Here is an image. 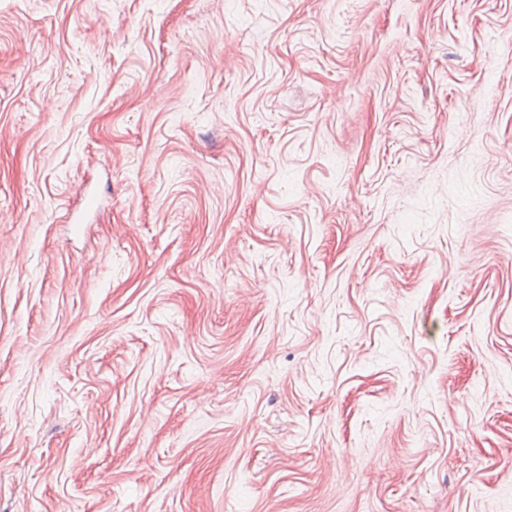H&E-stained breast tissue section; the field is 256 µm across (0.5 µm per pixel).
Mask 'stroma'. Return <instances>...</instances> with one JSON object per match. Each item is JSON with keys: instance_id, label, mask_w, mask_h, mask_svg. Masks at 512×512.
<instances>
[{"instance_id": "stroma-1", "label": "stroma", "mask_w": 512, "mask_h": 512, "mask_svg": "<svg viewBox=\"0 0 512 512\" xmlns=\"http://www.w3.org/2000/svg\"><path fill=\"white\" fill-rule=\"evenodd\" d=\"M0 512H512V0H0Z\"/></svg>"}]
</instances>
